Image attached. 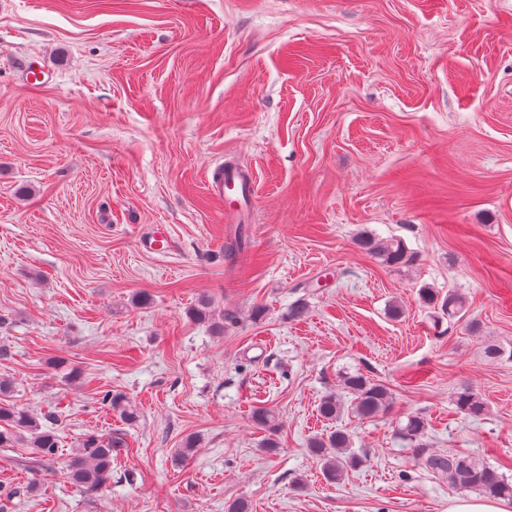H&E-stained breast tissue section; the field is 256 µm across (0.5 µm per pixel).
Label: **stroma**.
I'll list each match as a JSON object with an SVG mask.
<instances>
[{
	"label": "stroma",
	"mask_w": 512,
	"mask_h": 512,
	"mask_svg": "<svg viewBox=\"0 0 512 512\" xmlns=\"http://www.w3.org/2000/svg\"><path fill=\"white\" fill-rule=\"evenodd\" d=\"M227 159L257 189L241 224L205 187ZM160 224L164 256L140 246ZM363 229L416 263L383 265ZM424 285L476 329L437 335ZM204 298L236 324L194 320ZM0 315L8 398L59 414L61 446L39 468L0 448V512H447L410 414L429 450L512 478V361L481 354L512 344V0H0ZM358 367L393 407L337 421L361 461L330 483L307 440ZM463 386L485 416L457 413ZM115 432L106 487L71 483L84 435ZM355 241L358 248L389 267L409 266L416 260L415 253L409 250L404 239L399 236L384 239L372 232L363 231ZM419 297L426 305H431L441 311L443 316L448 317V321H457L464 318L466 314L465 300L461 294L455 291H448V295L441 298L439 292L433 288L423 287L419 291Z\"/></svg>",
	"instance_id": "1"
}]
</instances>
